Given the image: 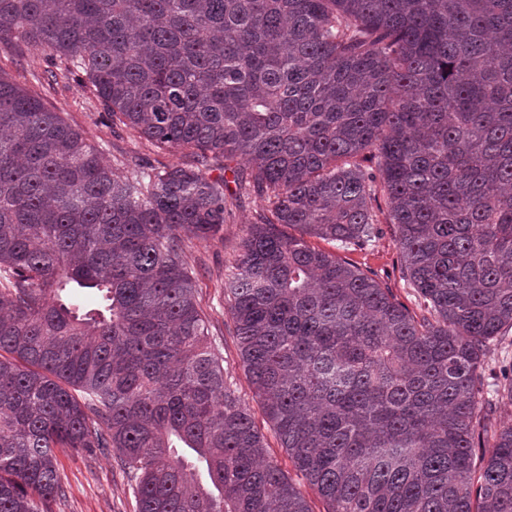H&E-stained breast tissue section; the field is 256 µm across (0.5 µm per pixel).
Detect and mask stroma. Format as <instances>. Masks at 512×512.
Returning <instances> with one entry per match:
<instances>
[{"label": "stroma", "mask_w": 512, "mask_h": 512, "mask_svg": "<svg viewBox=\"0 0 512 512\" xmlns=\"http://www.w3.org/2000/svg\"><path fill=\"white\" fill-rule=\"evenodd\" d=\"M47 65L44 53L32 46L23 47L18 55L0 52V70L29 93L42 97L68 123L80 129L99 147L105 161L116 174H125V163L130 159L140 160L155 168L182 162L181 154L158 152L130 130L113 125L88 88L72 80L48 83L45 78ZM229 190L235 193L236 198L224 225L223 237H192L186 242L188 261L196 271L195 298L208 320L209 341L223 357L224 368L264 439L266 457L293 478L297 471L267 421L241 364L224 298V282L241 253L244 229L246 225L256 222L258 215L265 210L266 203L249 186L233 184ZM374 214L379 235L373 245L365 250L346 252L344 258L361 270L377 273L380 281L391 289L398 301L413 305V292L401 273L399 250L394 241L385 197H378ZM57 460L66 495L57 503L54 512H135L132 489L115 455L90 457L61 452Z\"/></svg>", "instance_id": "stroma-1"}]
</instances>
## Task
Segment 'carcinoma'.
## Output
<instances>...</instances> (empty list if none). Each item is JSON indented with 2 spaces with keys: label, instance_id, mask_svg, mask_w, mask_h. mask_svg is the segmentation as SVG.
Masks as SVG:
<instances>
[{
  "label": "carcinoma",
  "instance_id": "1",
  "mask_svg": "<svg viewBox=\"0 0 512 512\" xmlns=\"http://www.w3.org/2000/svg\"><path fill=\"white\" fill-rule=\"evenodd\" d=\"M29 44L186 161L121 178L0 73V512H53L66 448L115 451L136 512H311L195 300L186 239L224 231L237 159L268 209L228 313L327 512H512L487 393L512 366L484 372L512 328V0H0V50ZM379 189L417 313L306 240L370 246Z\"/></svg>",
  "mask_w": 512,
  "mask_h": 512
}]
</instances>
